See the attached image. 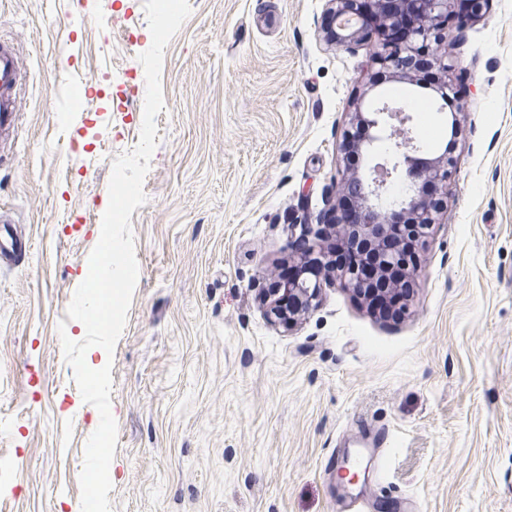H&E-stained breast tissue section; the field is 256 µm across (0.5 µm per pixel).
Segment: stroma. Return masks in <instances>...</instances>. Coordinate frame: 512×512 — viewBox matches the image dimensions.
Masks as SVG:
<instances>
[{
	"mask_svg": "<svg viewBox=\"0 0 512 512\" xmlns=\"http://www.w3.org/2000/svg\"><path fill=\"white\" fill-rule=\"evenodd\" d=\"M164 50V109L131 215L139 276L113 355L112 512H336V454L388 425L363 512H512V0H483L435 45L459 133L447 210L423 238L404 313L375 316L339 281L273 325L269 272L296 255L342 162L343 114L369 89L377 34L324 38L326 0H189ZM24 68L0 141V226L28 250L0 267V512H81L96 429L65 360L67 317L132 151L152 43L143 0H0Z\"/></svg>",
	"mask_w": 512,
	"mask_h": 512,
	"instance_id": "obj_1",
	"label": "stroma"
}]
</instances>
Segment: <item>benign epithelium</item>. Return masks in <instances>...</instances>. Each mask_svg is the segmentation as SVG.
<instances>
[{
	"mask_svg": "<svg viewBox=\"0 0 512 512\" xmlns=\"http://www.w3.org/2000/svg\"><path fill=\"white\" fill-rule=\"evenodd\" d=\"M457 0H364L366 9L351 7L352 0H327L325 34L337 48L353 52L362 44L361 32L379 19L398 32L399 39L387 42L376 55L380 69L389 81L416 83L417 69L424 64L435 68L428 53L418 46H429L448 29V15ZM388 144L383 161L369 163L364 171L344 166L336 187L335 202L317 224L305 231V248L294 256L297 274L288 288L275 285L267 296L269 315L289 323L311 311L321 292L320 279L305 272L307 258L325 249L330 237L340 233L346 239L374 251L380 260L377 275H382L397 260L393 230L402 221L415 217L426 226L438 221L439 199L425 194L424 183L431 181L437 193L444 190L448 176V153L433 158L417 156L418 140L411 115L381 103L371 112L356 104L345 113L344 130L338 151L347 158L351 150L373 159L377 143Z\"/></svg>",
	"mask_w": 512,
	"mask_h": 512,
	"instance_id": "obj_1",
	"label": "benign epithelium"
}]
</instances>
